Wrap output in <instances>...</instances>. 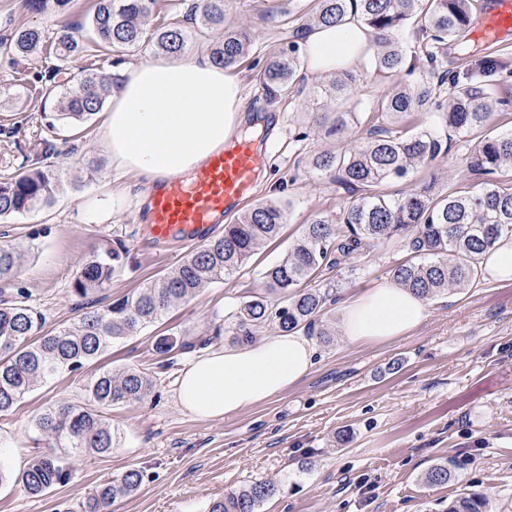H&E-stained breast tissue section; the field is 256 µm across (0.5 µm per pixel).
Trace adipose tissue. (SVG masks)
<instances>
[{"label": "adipose tissue", "mask_w": 512, "mask_h": 512, "mask_svg": "<svg viewBox=\"0 0 512 512\" xmlns=\"http://www.w3.org/2000/svg\"><path fill=\"white\" fill-rule=\"evenodd\" d=\"M369 46L367 27L346 15L307 33V68L315 74L355 68ZM242 100V86L205 55L124 67L100 126L113 169L135 175L147 188L174 175L189 176L239 134ZM427 312L415 291L386 282L345 300L339 318L350 342L370 343L406 334ZM315 356L314 343L299 331L214 350L183 370L178 400L197 417L221 419L287 391L310 373Z\"/></svg>", "instance_id": "ef3b65f1"}]
</instances>
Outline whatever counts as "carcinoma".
<instances>
[{
    "mask_svg": "<svg viewBox=\"0 0 512 512\" xmlns=\"http://www.w3.org/2000/svg\"><path fill=\"white\" fill-rule=\"evenodd\" d=\"M36 12L64 13L72 0H26ZM475 0H317L314 24H334L350 11L359 14L371 32L374 74L391 82L378 102L387 119L428 110L440 100V87L448 85V132L472 137L475 144L465 159L474 174L512 170V130L489 127L490 114L503 99L493 98L490 84L473 77L448 75V82H434L424 75L408 83L399 79L406 54L399 35L415 22L430 33L432 45H441L469 25ZM156 0H97L88 30L66 28L51 42L55 58L70 62L101 50L135 52L148 45L165 55L185 53L192 37L216 30L223 36L209 44L213 63L226 70L237 67L248 54L253 36L240 25L226 23L224 0H198L196 30L189 32L168 19L151 24ZM308 28L295 31L288 45L267 58L260 73L265 96L276 100L285 94L302 64L300 41ZM47 42L38 27L10 29L0 38L7 55L28 57L42 51ZM356 82L349 70L314 91L313 105L320 109L318 122L326 138H338L359 124L358 113L336 106ZM111 93L110 78L89 66L62 85L54 111L59 119L79 121L100 111ZM447 147L432 129L418 125L392 130L380 127L366 140L336 151L311 154V169L346 185L352 198L339 219L317 215L305 226L303 236L276 265L263 272L266 292L242 302L235 319V340L248 343L256 329L267 323L280 331H312L330 300L331 292L311 286L316 278L346 264L362 248L398 239L409 258L392 269V279L425 299L473 285L480 275L481 255L502 236L512 235V180L485 182L471 191L464 187L435 192L424 182L410 194L391 198L379 187L405 179L416 166L434 161ZM60 176L51 166H37L21 175H0V221L14 220L54 206ZM286 223L284 207L275 201L254 205L224 235L204 243L181 263L144 284L132 294L104 308L90 306L78 320L52 330L45 329L44 314L31 304L28 293L0 289V415L16 409L34 388L58 374L77 372L96 359L116 340L133 336L157 322L172 307L191 300L202 289L241 271L266 242ZM24 250L0 245V281L10 280L20 266ZM120 253L108 249L92 254L79 266L73 293L86 297L110 285L119 266ZM192 347L189 332L172 331L155 342V352L166 356ZM152 388L147 374L136 368L102 371L85 384L87 402H61L43 410L34 430L51 448L14 473L0 465V484L12 482L31 496L40 497L74 472L73 458L84 454H110L116 433L104 411L114 405L143 401ZM65 452L58 453L56 449ZM453 472L448 464L434 465L425 481L448 483ZM142 473L128 469L101 484L82 512H112V503L135 492ZM276 491L268 480H257L224 501L218 499L209 512H258ZM448 512H490L488 499L479 493L463 494L448 503Z\"/></svg>",
    "mask_w": 512,
    "mask_h": 512,
    "instance_id": "cac0c4a2",
    "label": "carcinoma"
}]
</instances>
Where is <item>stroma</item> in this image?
<instances>
[{"label":"stroma","instance_id":"stroma-1","mask_svg":"<svg viewBox=\"0 0 512 512\" xmlns=\"http://www.w3.org/2000/svg\"><path fill=\"white\" fill-rule=\"evenodd\" d=\"M95 4L73 0L64 14L33 13L23 0H0V23L36 26L52 37L84 22ZM313 6L314 0H226L227 21L250 28L255 39L246 61L230 72L243 86L244 118L253 120L269 106L275 111L264 143L263 174L251 200L289 204L280 237L261 247L233 278L170 309L139 335L115 341L80 371L42 384L0 416V463L17 471L40 450L34 419L49 405L81 401L94 373L135 367L154 381L143 401L107 411L119 436L112 453L80 457L74 477L41 497L1 485L0 512H80L104 479L130 468L142 472L143 482L136 493L116 501L112 512H208L213 500L258 479L276 485L259 512H446L450 500L471 491L488 498L491 512H512V282H481L439 296L408 334L349 344L335 302L390 280L405 255L398 243L372 245L331 274L335 301L324 318L331 336L315 338L313 369L287 392L223 419L198 418L178 401L177 379L188 362L206 350L234 346L232 313L248 296L264 291V270L285 256L315 214L339 216L351 198L345 185L309 166L313 151L331 145L308 113L319 76L299 71L288 93L271 104L259 84L268 51L287 46ZM400 38L406 49L401 76L407 81L431 70L466 74L479 56L498 60L497 94L507 103L497 106L490 124L512 129V41L490 49L465 32L432 60L425 33L411 26ZM55 63L45 52L17 61L0 53V84L10 85L13 93L12 101L0 106V174H21L36 164L66 175L51 209L0 222V244L20 242L26 248L8 286L28 293L50 329L76 321L82 301L72 291V278L92 253L123 249L109 287L92 297L99 307L163 275L187 255L178 248L157 258L142 247L143 187L133 176L113 175L100 139V115L49 128L51 114L42 112L31 90L17 86L18 72L33 76ZM355 73L351 104L361 122L345 133L347 143L384 125L377 104L389 89L371 62ZM44 139L51 143L45 155L38 148ZM450 139L445 155L387 185V192L402 196L430 179L440 192L481 183V176L464 167L471 141ZM108 198L114 207L111 221L84 220L91 205ZM170 329L189 330L207 344L160 356L154 341ZM449 459L456 465L455 479L426 484L428 470Z\"/></svg>","mask_w":512,"mask_h":512}]
</instances>
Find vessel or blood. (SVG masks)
I'll return each mask as SVG.
<instances>
[{
	"label": "vessel or blood",
	"mask_w": 512,
	"mask_h": 512,
	"mask_svg": "<svg viewBox=\"0 0 512 512\" xmlns=\"http://www.w3.org/2000/svg\"><path fill=\"white\" fill-rule=\"evenodd\" d=\"M475 35L489 45L512 40V0H489ZM263 164L262 152L252 142L239 140L214 153L190 179L172 177L155 185L144 226L151 253L208 241L215 224L249 198Z\"/></svg>",
	"instance_id": "1"
}]
</instances>
